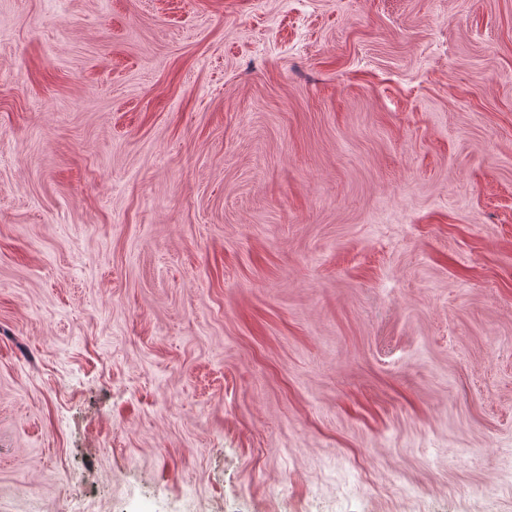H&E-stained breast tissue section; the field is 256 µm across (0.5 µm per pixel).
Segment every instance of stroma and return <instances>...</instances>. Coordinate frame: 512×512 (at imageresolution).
I'll return each mask as SVG.
<instances>
[{
	"label": "stroma",
	"instance_id": "stroma-1",
	"mask_svg": "<svg viewBox=\"0 0 512 512\" xmlns=\"http://www.w3.org/2000/svg\"><path fill=\"white\" fill-rule=\"evenodd\" d=\"M0 512H512V0H0Z\"/></svg>",
	"mask_w": 512,
	"mask_h": 512
}]
</instances>
